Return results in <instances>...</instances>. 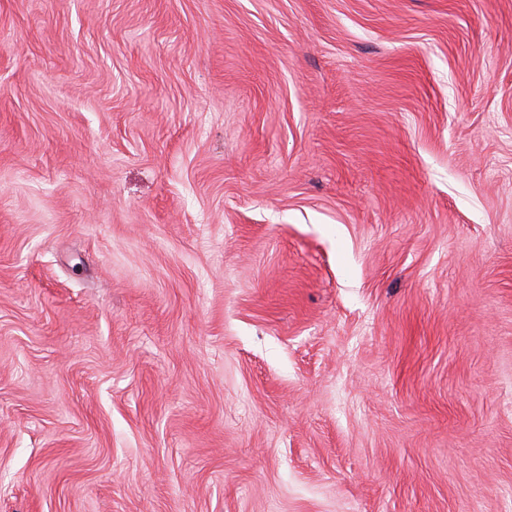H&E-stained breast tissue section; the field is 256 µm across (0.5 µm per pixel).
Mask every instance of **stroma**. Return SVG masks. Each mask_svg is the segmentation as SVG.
Here are the masks:
<instances>
[{
  "label": "stroma",
  "instance_id": "stroma-1",
  "mask_svg": "<svg viewBox=\"0 0 512 512\" xmlns=\"http://www.w3.org/2000/svg\"><path fill=\"white\" fill-rule=\"evenodd\" d=\"M0 512H512V0H0Z\"/></svg>",
  "mask_w": 512,
  "mask_h": 512
}]
</instances>
